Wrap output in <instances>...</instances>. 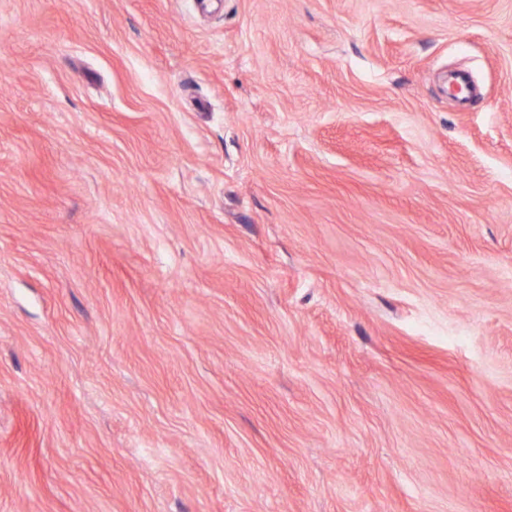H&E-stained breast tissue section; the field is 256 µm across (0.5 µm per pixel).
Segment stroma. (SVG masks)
I'll return each instance as SVG.
<instances>
[{
  "label": "stroma",
  "mask_w": 512,
  "mask_h": 512,
  "mask_svg": "<svg viewBox=\"0 0 512 512\" xmlns=\"http://www.w3.org/2000/svg\"><path fill=\"white\" fill-rule=\"evenodd\" d=\"M0 512H512V0H0Z\"/></svg>",
  "instance_id": "1"
}]
</instances>
